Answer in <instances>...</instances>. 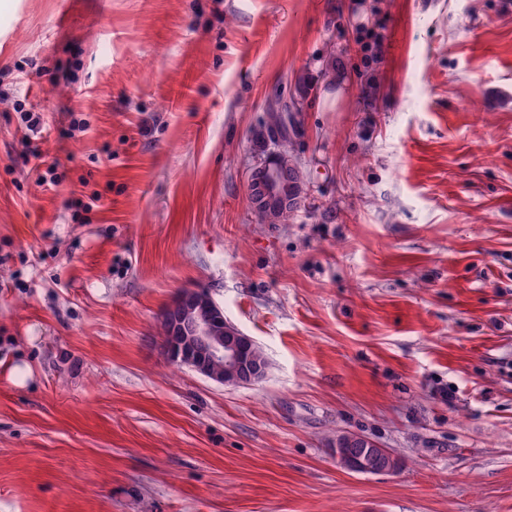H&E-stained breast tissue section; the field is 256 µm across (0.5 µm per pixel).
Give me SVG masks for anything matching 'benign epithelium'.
Masks as SVG:
<instances>
[{
  "mask_svg": "<svg viewBox=\"0 0 512 512\" xmlns=\"http://www.w3.org/2000/svg\"><path fill=\"white\" fill-rule=\"evenodd\" d=\"M268 142L276 147L263 165L259 184L250 189L254 199L270 218L288 206L296 194L280 175L279 166L270 164L282 151V139L275 131ZM164 353L220 385L244 386L266 376L267 363L256 350L255 340L224 318V311L209 292L202 288H185L160 315ZM341 468L363 474L392 472L395 458L385 448L358 434L336 438L333 450Z\"/></svg>",
  "mask_w": 512,
  "mask_h": 512,
  "instance_id": "1",
  "label": "benign epithelium"
}]
</instances>
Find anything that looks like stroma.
Wrapping results in <instances>:
<instances>
[{
  "instance_id": "stroma-1",
  "label": "stroma",
  "mask_w": 512,
  "mask_h": 512,
  "mask_svg": "<svg viewBox=\"0 0 512 512\" xmlns=\"http://www.w3.org/2000/svg\"><path fill=\"white\" fill-rule=\"evenodd\" d=\"M184 288L261 382L164 355ZM0 512H512V0H0ZM267 141L276 147L269 155V159L266 160L263 165V176L259 184L255 188H250V195H254V199L264 211L268 214L270 219H274L276 215L282 212V210L288 206V203L296 194V190L289 187L286 182L283 181L280 175L285 180L292 181L296 177V170L292 158L288 155L291 153V149L288 145V141L285 144L284 154L278 165H271V160H277L279 154L282 151V139L274 129L269 136ZM333 455L337 465L351 472L373 474L397 468L395 458L386 448L358 434L337 437Z\"/></svg>"
}]
</instances>
